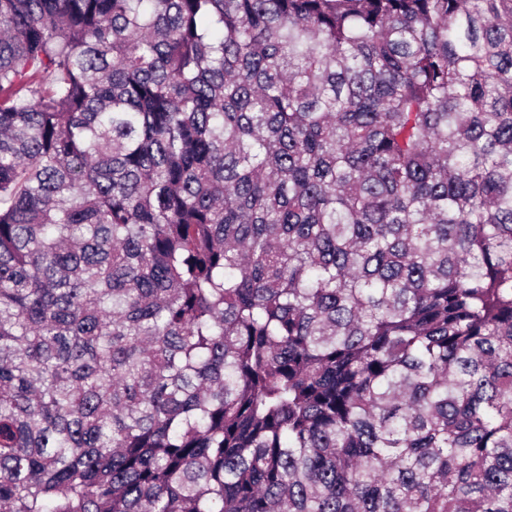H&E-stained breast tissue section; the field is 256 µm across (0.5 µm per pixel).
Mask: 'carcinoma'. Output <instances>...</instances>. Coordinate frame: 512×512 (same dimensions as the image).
Wrapping results in <instances>:
<instances>
[{"label": "carcinoma", "mask_w": 512, "mask_h": 512, "mask_svg": "<svg viewBox=\"0 0 512 512\" xmlns=\"http://www.w3.org/2000/svg\"><path fill=\"white\" fill-rule=\"evenodd\" d=\"M0 512H512V0H0Z\"/></svg>", "instance_id": "cac0c4a2"}]
</instances>
